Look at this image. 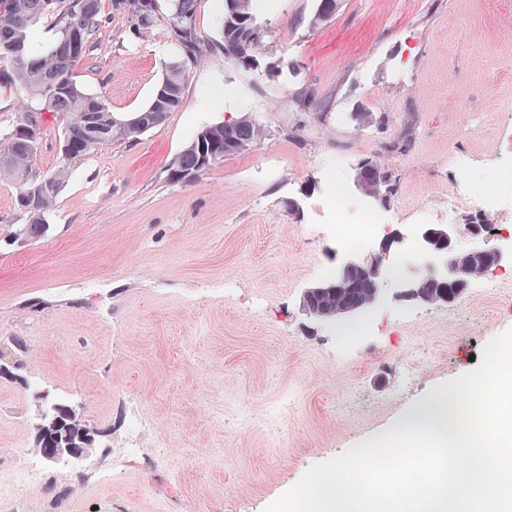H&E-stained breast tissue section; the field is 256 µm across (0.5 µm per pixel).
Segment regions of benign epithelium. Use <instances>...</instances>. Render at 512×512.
Instances as JSON below:
<instances>
[{"instance_id":"obj_1","label":"benign epithelium","mask_w":512,"mask_h":512,"mask_svg":"<svg viewBox=\"0 0 512 512\" xmlns=\"http://www.w3.org/2000/svg\"><path fill=\"white\" fill-rule=\"evenodd\" d=\"M461 233L462 229L457 224H443L438 230L426 228L421 232L422 255L419 256L418 268L398 278V298L423 305L449 304L453 299L433 294L428 289V284L450 274L462 275L463 281L469 284L489 270L487 266H472L466 257V250L457 248L456 240ZM401 242L402 237L387 235L382 238L378 253L373 258L349 260L338 269L334 278L307 288L305 295L319 294L330 299V303L321 309H310L304 305L302 311L315 320L330 321L356 314L372 306L389 287L388 255L392 246ZM471 249L488 252L496 267L507 261L512 262V253L506 254L499 248L488 245L484 238L472 239ZM357 275L367 280L370 288L366 289L358 301L346 303L342 296L350 279Z\"/></svg>"}]
</instances>
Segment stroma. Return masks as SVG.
Segmentation results:
<instances>
[{
    "mask_svg": "<svg viewBox=\"0 0 512 512\" xmlns=\"http://www.w3.org/2000/svg\"><path fill=\"white\" fill-rule=\"evenodd\" d=\"M123 3L101 0L110 21L77 68L118 117L147 107L181 55L172 0H155L139 35ZM317 4L253 0L271 32L256 64L191 66L181 107L135 141L71 160L63 116L48 117L33 174L70 175L42 237L15 238L29 218L18 187L0 181V358L10 366L0 374V482L39 455L40 392L74 405L96 434L86 455L44 463L32 496L0 512H263L512 328V267L442 307L387 290L351 336L303 312L308 287L380 243L337 240L333 185L347 223L372 205L403 237L395 264L408 262L412 230L478 218L448 206L466 178L495 198L491 244L512 239V180L495 175L512 166V0H338L313 28ZM307 86L325 112L294 107ZM361 112L374 123L359 124ZM242 116L264 129L251 150L170 179L200 126ZM409 122L411 146L390 151ZM368 158L392 173L386 202L354 181ZM131 443L138 454L123 458Z\"/></svg>",
    "mask_w": 512,
    "mask_h": 512,
    "instance_id": "35a3bbf8",
    "label": "stroma"
}]
</instances>
